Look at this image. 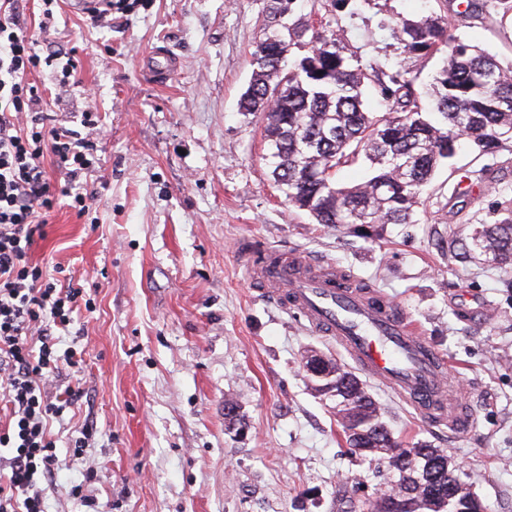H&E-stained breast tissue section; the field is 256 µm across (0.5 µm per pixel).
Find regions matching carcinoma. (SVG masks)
I'll return each instance as SVG.
<instances>
[{
  "mask_svg": "<svg viewBox=\"0 0 512 512\" xmlns=\"http://www.w3.org/2000/svg\"><path fill=\"white\" fill-rule=\"evenodd\" d=\"M353 0H331L334 22L288 23L295 0H270L263 34L251 53L253 72L240 98L242 112L264 116L265 160L275 188L317 224L357 230L413 224L422 192L437 170L467 140L478 156L512 142V66L448 34V19L436 12L418 20L392 19L389 30L403 53L429 60L442 56L432 75L431 106L415 92L417 74L389 71L380 63L366 70L348 52L339 15ZM299 55L290 58L293 49ZM389 106L371 112L368 87ZM363 159L369 175L359 184L336 182V168ZM462 263L485 257L512 270V217L478 224L454 241ZM309 373L311 389L332 402L336 426L348 447L383 466L386 477L414 465L385 421L386 409L344 363ZM422 455L443 460L445 492L363 502L360 512H484L457 473L448 451L419 445Z\"/></svg>",
  "mask_w": 512,
  "mask_h": 512,
  "instance_id": "1",
  "label": "carcinoma"
}]
</instances>
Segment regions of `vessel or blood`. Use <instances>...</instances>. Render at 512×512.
Masks as SVG:
<instances>
[{
	"label": "vessel or blood",
	"instance_id": "b4317fda",
	"mask_svg": "<svg viewBox=\"0 0 512 512\" xmlns=\"http://www.w3.org/2000/svg\"><path fill=\"white\" fill-rule=\"evenodd\" d=\"M238 256L283 311L336 342L360 372L411 406L422 422L447 425L453 435L472 427L466 402L447 397L445 361L401 306L378 291L358 290L332 263L299 252L245 239Z\"/></svg>",
	"mask_w": 512,
	"mask_h": 512
}]
</instances>
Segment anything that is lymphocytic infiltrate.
Listing matches in <instances>:
<instances>
[{
    "label": "lymphocytic infiltrate",
    "mask_w": 512,
    "mask_h": 512,
    "mask_svg": "<svg viewBox=\"0 0 512 512\" xmlns=\"http://www.w3.org/2000/svg\"><path fill=\"white\" fill-rule=\"evenodd\" d=\"M74 76V60L39 55L22 31L16 0H0V390L10 410L0 422V512H45L40 481L60 468L48 426L81 397L68 386L52 395L45 385L62 367L78 365L75 350L58 352L55 333L67 330L83 298L81 289L60 287L29 259L58 198L78 216L89 215L88 197L77 181L94 164L96 145L60 124L49 123L42 97L28 74L39 67ZM52 155L64 181H51L43 167Z\"/></svg>",
    "instance_id": "f902f5d3"
}]
</instances>
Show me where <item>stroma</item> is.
<instances>
[{
    "instance_id": "1",
    "label": "stroma",
    "mask_w": 512,
    "mask_h": 512,
    "mask_svg": "<svg viewBox=\"0 0 512 512\" xmlns=\"http://www.w3.org/2000/svg\"><path fill=\"white\" fill-rule=\"evenodd\" d=\"M459 2L356 0L341 24L361 62L418 72L421 95L441 60L402 53L391 17L447 15L454 37L512 64L501 9L484 0L461 16ZM18 5L37 52L78 62L65 90L52 71L32 73L45 112L77 131L87 108L98 116V161L80 180L90 217L58 202L31 248L47 276L64 267L92 300L57 340L82 363L50 389L77 385L83 397L51 427L62 465L42 486L45 512H351L374 498L376 463L347 448L302 367L308 351L338 348L246 280L243 238L330 261L418 322L464 383L473 428L450 435L367 386L405 445L446 449L487 512H512V273L448 250L512 212V143L481 158L461 149L426 187L416 223L379 234L316 224L269 177L262 114L238 109L267 0H112L101 27L55 0L47 29L42 0ZM228 398L243 432L226 425ZM77 484L81 496L68 495Z\"/></svg>"
}]
</instances>
